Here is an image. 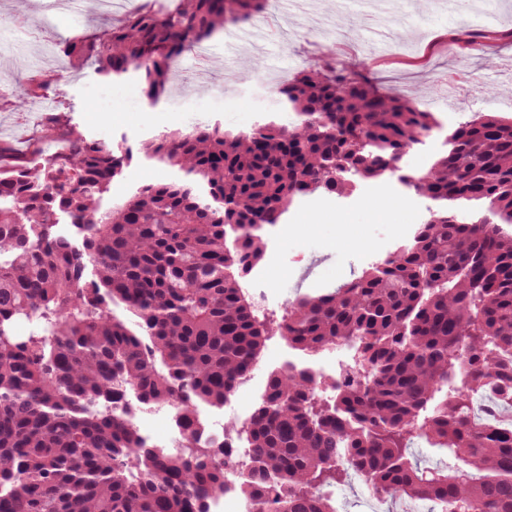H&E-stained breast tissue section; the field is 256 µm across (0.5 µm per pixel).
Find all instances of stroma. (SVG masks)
<instances>
[{
    "label": "stroma",
    "instance_id": "obj_1",
    "mask_svg": "<svg viewBox=\"0 0 512 512\" xmlns=\"http://www.w3.org/2000/svg\"><path fill=\"white\" fill-rule=\"evenodd\" d=\"M47 2L0 0V25L16 18L38 21ZM112 23L91 7L59 14L54 28L35 38L11 26L0 36V144L14 156L30 159L66 145L46 134L44 113L10 106L8 97L28 69L58 79L60 101L87 137L135 146L200 122L247 130L271 117L291 126L296 116L286 111L274 84L299 75L343 43L349 51L337 55V63L363 64L366 82L380 93L414 95L425 110L455 89L454 110L435 114L447 129L488 112L512 117V81L496 70L512 61V0H307L299 10L289 9L288 0H268L263 11L235 25L238 39L225 32L186 49L153 106L135 77L105 80L90 69L76 77L60 74L55 42L99 33ZM378 39L385 40L390 62L376 63ZM414 212L407 199L392 207L379 195L343 213L292 206L280 222L281 264L269 274L276 304L267 319H280L297 296L343 286L381 253L405 245ZM288 352L281 336L268 337L251 382L231 396L236 418L258 407L269 372Z\"/></svg>",
    "mask_w": 512,
    "mask_h": 512
}]
</instances>
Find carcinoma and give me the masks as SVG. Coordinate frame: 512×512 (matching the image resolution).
Segmentation results:
<instances>
[{
  "label": "carcinoma",
  "mask_w": 512,
  "mask_h": 512,
  "mask_svg": "<svg viewBox=\"0 0 512 512\" xmlns=\"http://www.w3.org/2000/svg\"><path fill=\"white\" fill-rule=\"evenodd\" d=\"M262 0H181L58 46L69 67L134 75L149 104L175 58ZM46 85L33 76L24 105ZM276 93L296 121L168 130L138 149L86 137L60 110L65 151L0 163V512H207L224 459L205 413L249 376L272 332L308 355L353 351L339 378L270 374L241 427L248 512H336L322 486L355 468L380 496L432 512H512V425L476 419L470 393L512 378V119L487 114L409 184L426 228L335 291L258 318L239 278L264 255L257 224L303 196L348 195L423 143L433 113L326 64ZM169 169L105 204L133 161ZM82 236L60 233L61 218ZM27 322L26 335L17 326ZM170 407L185 455L147 448L121 401ZM423 440L457 464L427 468Z\"/></svg>",
  "instance_id": "1"
}]
</instances>
